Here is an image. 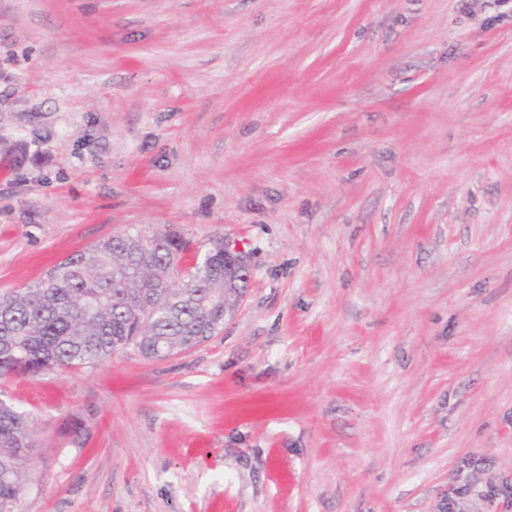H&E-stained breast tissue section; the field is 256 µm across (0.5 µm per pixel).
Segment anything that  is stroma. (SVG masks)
<instances>
[{
	"label": "stroma",
	"mask_w": 512,
	"mask_h": 512,
	"mask_svg": "<svg viewBox=\"0 0 512 512\" xmlns=\"http://www.w3.org/2000/svg\"><path fill=\"white\" fill-rule=\"evenodd\" d=\"M164 228L244 301L0 380L23 512H502L512 0H0V292ZM35 446L32 421L0 399V512H21L34 478L31 461Z\"/></svg>",
	"instance_id": "stroma-1"
}]
</instances>
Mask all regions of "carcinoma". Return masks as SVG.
Listing matches in <instances>:
<instances>
[{
  "instance_id": "obj_1",
  "label": "carcinoma",
  "mask_w": 512,
  "mask_h": 512,
  "mask_svg": "<svg viewBox=\"0 0 512 512\" xmlns=\"http://www.w3.org/2000/svg\"><path fill=\"white\" fill-rule=\"evenodd\" d=\"M188 250L169 229L111 236L0 294V378L85 368L129 347L163 359L218 335L224 298L236 302L247 280L225 261L224 238L185 267ZM33 448L32 421L0 399V512H21Z\"/></svg>"
}]
</instances>
